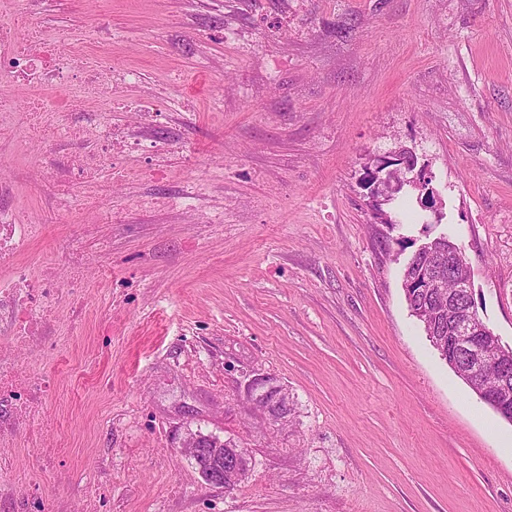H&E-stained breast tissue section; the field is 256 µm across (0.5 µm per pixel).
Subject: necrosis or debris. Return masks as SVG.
<instances>
[{
  "mask_svg": "<svg viewBox=\"0 0 512 512\" xmlns=\"http://www.w3.org/2000/svg\"><path fill=\"white\" fill-rule=\"evenodd\" d=\"M25 0H0V79L32 85L33 94L24 109L0 99V128L22 123L25 141L43 149L75 141L84 152L68 167L72 182L95 187L96 175L105 160L115 161V179L130 178L122 160L139 152L141 142L122 136L104 121L75 123L70 119L91 98L105 106L118 104L119 92L135 83L136 70L116 67L108 41L92 51L76 47L59 55V36L47 35L26 11ZM40 231L39 225L21 224L0 210V330L7 343L0 345V445L18 440L33 429H49L45 407L55 383L35 378L32 368L46 359L60 342L48 303L59 292L58 268L51 258L25 262L24 245Z\"/></svg>",
  "mask_w": 512,
  "mask_h": 512,
  "instance_id": "4bbe7bcc",
  "label": "necrosis or debris"
}]
</instances>
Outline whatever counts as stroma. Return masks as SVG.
Instances as JSON below:
<instances>
[{"mask_svg": "<svg viewBox=\"0 0 512 512\" xmlns=\"http://www.w3.org/2000/svg\"><path fill=\"white\" fill-rule=\"evenodd\" d=\"M40 26L117 38L162 94L152 181L65 191L27 184L30 152L0 130V207L44 224L26 261L86 269L82 308L55 303L63 340L54 430L16 446L0 485L34 512H512V424L440 359L401 281L451 235L479 313L512 346V0H35ZM413 150V186L372 208L380 162ZM195 212L173 206L186 186ZM155 208L140 207L145 197ZM272 378L288 420L254 413ZM236 441L233 490L181 451L187 431ZM59 451L42 466L43 448Z\"/></svg>", "mask_w": 512, "mask_h": 512, "instance_id": "1", "label": "stroma"}]
</instances>
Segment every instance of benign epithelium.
Wrapping results in <instances>:
<instances>
[{"label": "benign epithelium", "instance_id": "benign-epithelium-1", "mask_svg": "<svg viewBox=\"0 0 512 512\" xmlns=\"http://www.w3.org/2000/svg\"><path fill=\"white\" fill-rule=\"evenodd\" d=\"M445 262L450 268H460L456 279L455 297L448 299V366L454 367L457 355H464L468 362L466 382L473 393L506 421L512 423V408L501 401V395L512 388V354L498 350V362L503 371L501 386L495 390L484 387L481 383V371L485 348L489 344L501 346L500 337L479 313L472 288L473 265L465 251L458 245H453V251L448 253V258L436 257V269H441ZM437 286L438 280L434 273L402 284L407 292L413 288L429 292ZM255 387L260 389L259 393L253 394L255 401L267 395L272 396L275 401L289 399L286 388L273 384L265 377L257 378ZM183 445L193 448L192 459L202 478L211 485L224 487V466L213 462L211 452L224 445L236 448L238 444L229 439L214 442L201 434L189 432Z\"/></svg>", "mask_w": 512, "mask_h": 512}]
</instances>
